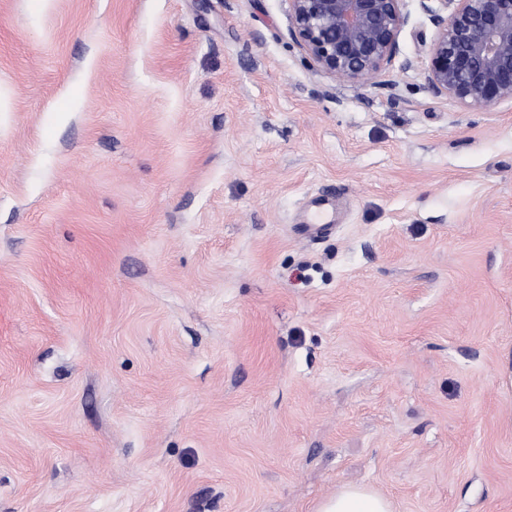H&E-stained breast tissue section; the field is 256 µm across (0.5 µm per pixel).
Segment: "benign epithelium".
<instances>
[{
  "mask_svg": "<svg viewBox=\"0 0 512 512\" xmlns=\"http://www.w3.org/2000/svg\"><path fill=\"white\" fill-rule=\"evenodd\" d=\"M408 0H289L288 34L324 73L366 84L399 53ZM437 28L425 81L464 109L512 101V0H417Z\"/></svg>",
  "mask_w": 512,
  "mask_h": 512,
  "instance_id": "7a95c632",
  "label": "benign epithelium"
}]
</instances>
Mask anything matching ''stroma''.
I'll list each match as a JSON object with an SVG mask.
<instances>
[{
    "instance_id": "obj_1",
    "label": "stroma",
    "mask_w": 512,
    "mask_h": 512,
    "mask_svg": "<svg viewBox=\"0 0 512 512\" xmlns=\"http://www.w3.org/2000/svg\"><path fill=\"white\" fill-rule=\"evenodd\" d=\"M408 9L361 85L288 0H0V512H512V103ZM316 512H393L391 501L365 486L342 487L324 499Z\"/></svg>"
}]
</instances>
